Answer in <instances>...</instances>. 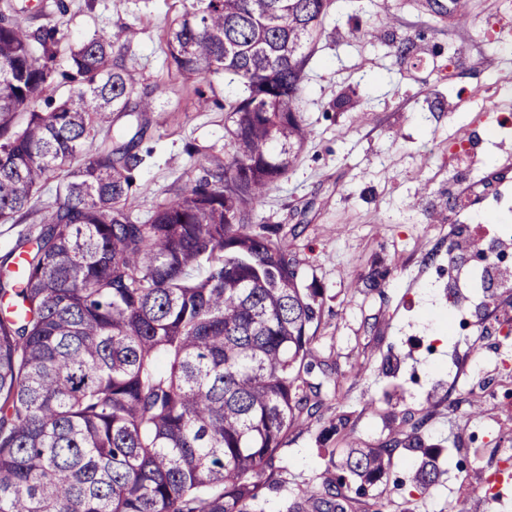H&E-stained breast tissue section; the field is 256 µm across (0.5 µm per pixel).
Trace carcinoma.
I'll use <instances>...</instances> for the list:
<instances>
[{"instance_id":"1","label":"carcinoma","mask_w":512,"mask_h":512,"mask_svg":"<svg viewBox=\"0 0 512 512\" xmlns=\"http://www.w3.org/2000/svg\"><path fill=\"white\" fill-rule=\"evenodd\" d=\"M331 0H188L163 34L167 71L224 76L231 152L146 220L138 147L155 112L104 28L62 51L57 26L0 9V223H30L0 260V512H258L314 383L320 289L257 221L306 140L305 69ZM42 102L44 108L32 104ZM136 120L117 146L85 153ZM55 205H33L50 179ZM397 440L328 451L333 477L289 512H346V474L375 485ZM430 486L439 467L412 462Z\"/></svg>"}]
</instances>
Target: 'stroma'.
<instances>
[{"mask_svg": "<svg viewBox=\"0 0 512 512\" xmlns=\"http://www.w3.org/2000/svg\"><path fill=\"white\" fill-rule=\"evenodd\" d=\"M40 7L34 25H57L70 42L95 30L132 26L138 35L124 52L141 83L159 86L144 144L153 153L138 170L146 193L131 201L143 217L168 193L192 186V170L208 148L226 142L222 99L235 86L219 82L218 105L195 109L193 82L167 75L160 37L183 0H28ZM371 30L369 38L354 29ZM512 28V0H336L325 17L306 68L301 107L308 139L296 163L265 197L258 220L293 245L305 283L322 291V317L312 380L338 377L335 398L321 416L301 417L278 453L262 512H286L301 489L327 478L322 447H377L408 432L410 414L426 411L419 434L441 448L439 482L421 490L400 479L414 456L394 451V476L359 498L353 512H483L472 489L460 486L459 459L472 450L470 430L488 429L495 448H512V404L489 399L460 356L478 349L484 371L498 363L497 333L461 340L446 336L448 301L438 282L448 258V227L469 216L512 223V212L477 203L453 210L448 152L472 136L474 109L489 69L512 76V56L491 45ZM410 51L399 55L396 47ZM196 154H188V146ZM475 177L481 192L512 194V126L485 137ZM340 433L320 444L329 424Z\"/></svg>", "mask_w": 512, "mask_h": 512, "instance_id": "obj_1", "label": "stroma"}]
</instances>
